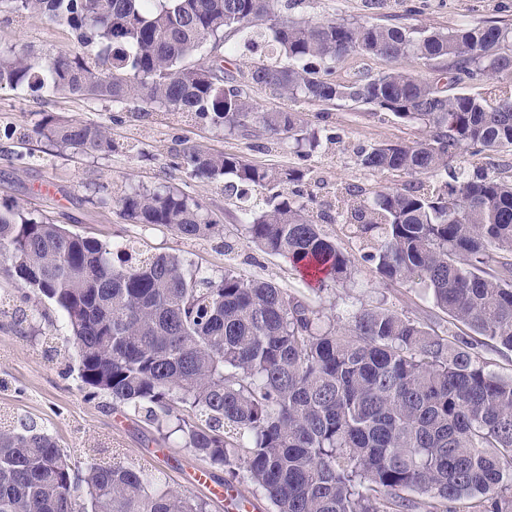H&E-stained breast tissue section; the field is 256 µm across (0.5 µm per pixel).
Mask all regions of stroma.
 I'll return each instance as SVG.
<instances>
[{
  "instance_id": "1",
  "label": "stroma",
  "mask_w": 512,
  "mask_h": 512,
  "mask_svg": "<svg viewBox=\"0 0 512 512\" xmlns=\"http://www.w3.org/2000/svg\"><path fill=\"white\" fill-rule=\"evenodd\" d=\"M295 16L344 18L353 22L383 23L400 18L419 29L448 30L462 24L503 20L512 23V0H386L374 8L369 0H298ZM64 26L41 17H17L0 12V48L30 49L45 55L71 45ZM261 108L301 113L320 139L315 150L289 143L268 149L267 137L227 132L194 125L164 111L139 115L128 106L109 100L64 95H36L24 89L0 90V131L13 127L12 138L0 135V207L20 204L44 214L86 237L146 243L149 252L178 254L219 273L229 268L249 279L271 281L295 295L310 299L326 316L381 305L438 330L471 338V331L451 321L435 308L415 285L382 282L371 262L345 226L323 224L327 236L346 252L354 266L349 287L328 285L313 289L288 258L260 250L238 221V209L229 202L222 185L197 179L175 165L186 147L221 151L253 163L305 173L302 181L286 184L285 192L302 199H328L333 189L359 187L366 191L401 186L402 178L371 171L357 164L358 149L383 141L412 142L425 131L391 114L367 107L321 105L282 99L267 91L254 92ZM72 121H97L105 125L113 151L88 156L73 150H56L40 140L32 128L43 116ZM136 152H128V145ZM178 188L216 214L223 226L222 239L193 241L157 226L135 224L122 216L116 198L131 186ZM231 243L224 252L223 243ZM63 313L50 302L22 300L15 283L0 272V419L36 421L47 427L67 452L73 468L87 461L121 460L161 471L169 487L210 501L208 512H272L270 502L247 479L236 481L230 500L209 498L195 482L202 464L183 448L179 435L157 432L143 419L113 407L111 398L88 397L78 378V361L63 337Z\"/></svg>"
}]
</instances>
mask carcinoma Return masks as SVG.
Listing matches in <instances>:
<instances>
[{
    "label": "carcinoma",
    "mask_w": 512,
    "mask_h": 512,
    "mask_svg": "<svg viewBox=\"0 0 512 512\" xmlns=\"http://www.w3.org/2000/svg\"><path fill=\"white\" fill-rule=\"evenodd\" d=\"M291 0H0V9L66 25L75 49L45 56L0 51V89L43 90L158 107L217 129L263 131L311 150L317 134L295 112L261 110L224 75L239 36L261 55L247 82L279 97L368 106L423 126L413 142H381L359 165L407 176L400 187L328 201L316 214L278 192L240 207L264 252L351 282L350 257L319 221L343 224L389 284L421 286L476 336L512 350V177L452 167L512 149V25L484 21L448 31L400 23L296 19ZM224 47L203 63L205 46ZM352 54L392 68L347 82L335 65ZM484 92L447 94L414 64ZM34 133L93 155L112 148L104 125L45 117ZM192 177L224 181L228 198L300 180L223 152L176 155ZM135 224L210 240L219 220L179 190L129 187L118 199ZM0 269L63 312L79 379L162 431L209 467L243 476L273 512H448L472 498L512 512V376L488 370L476 346L379 306L348 324L323 320L304 298L231 269L206 275L177 254L83 237L17 207L0 209ZM406 492L421 495L417 501ZM133 463L87 462L77 473L35 422L0 425V512H207Z\"/></svg>",
    "instance_id": "carcinoma-1"
}]
</instances>
